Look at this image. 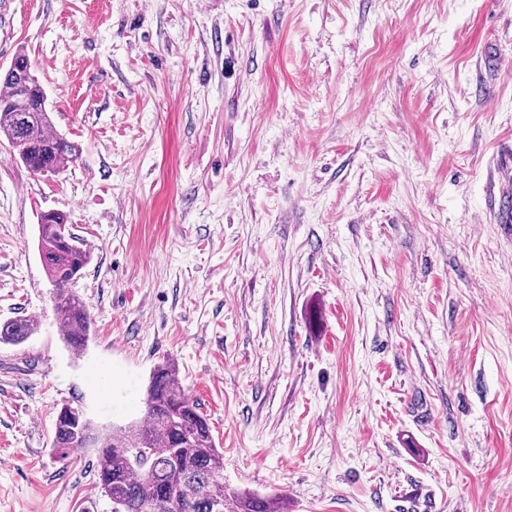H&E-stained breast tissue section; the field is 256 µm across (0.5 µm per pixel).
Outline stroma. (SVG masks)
<instances>
[{"mask_svg":"<svg viewBox=\"0 0 512 512\" xmlns=\"http://www.w3.org/2000/svg\"><path fill=\"white\" fill-rule=\"evenodd\" d=\"M82 148L0 140V512H112L56 412L141 421L175 362L224 490L288 512H512V0H0ZM66 215L91 319L63 342L37 250ZM502 182L507 183L508 186H498V193L493 190L492 196V210L494 212V220L496 224H512V192L510 190V179H501ZM36 324L29 318H17L0 324V342L21 343L32 335ZM94 429L85 418L82 410L72 405H63L57 412L54 423L52 448L65 456L70 449L87 447L95 438Z\"/></svg>","mask_w":512,"mask_h":512,"instance_id":"35a3bbf8","label":"stroma"}]
</instances>
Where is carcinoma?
Wrapping results in <instances>:
<instances>
[{
  "label": "carcinoma",
  "instance_id": "1",
  "mask_svg": "<svg viewBox=\"0 0 512 512\" xmlns=\"http://www.w3.org/2000/svg\"><path fill=\"white\" fill-rule=\"evenodd\" d=\"M13 72L0 76V138L32 171L57 173L75 162L81 149L54 129L44 87L27 56L18 53ZM67 218L47 211L38 222V252L55 287L53 309L63 339L85 347L89 315L69 285L90 263L91 252L62 226ZM34 322L17 318L0 324V342L21 343ZM94 438L82 410L64 405L57 412L52 448L65 455ZM97 484L112 502V512H285L286 504L253 493L224 491V454L217 448L207 418L182 386L173 361L154 370L146 391L143 421L112 430L101 439Z\"/></svg>",
  "mask_w": 512,
  "mask_h": 512
}]
</instances>
